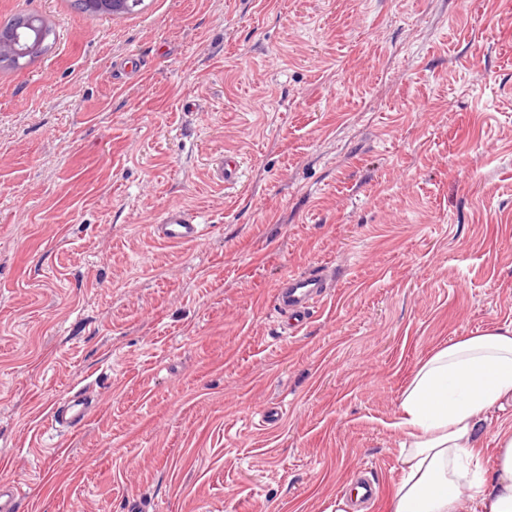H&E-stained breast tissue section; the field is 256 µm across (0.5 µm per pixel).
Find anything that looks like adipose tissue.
Segmentation results:
<instances>
[{
    "mask_svg": "<svg viewBox=\"0 0 512 512\" xmlns=\"http://www.w3.org/2000/svg\"><path fill=\"white\" fill-rule=\"evenodd\" d=\"M512 402V325L452 340L421 360L396 429L402 476L388 512H512V430L497 432L493 475L477 449L488 412Z\"/></svg>",
    "mask_w": 512,
    "mask_h": 512,
    "instance_id": "adipose-tissue-1",
    "label": "adipose tissue"
}]
</instances>
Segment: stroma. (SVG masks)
Returning a JSON list of instances; mask_svg holds the SVG:
<instances>
[{"label": "stroma", "mask_w": 512, "mask_h": 512, "mask_svg": "<svg viewBox=\"0 0 512 512\" xmlns=\"http://www.w3.org/2000/svg\"><path fill=\"white\" fill-rule=\"evenodd\" d=\"M18 12L51 33L0 64V483L29 512H344L360 474L386 512L417 364L512 324V0ZM175 203L199 241L153 235ZM316 267L285 335L276 285ZM328 288L330 282L324 270L289 274L275 291L277 313L288 314V321H294L293 331H298L309 322L314 309L327 295ZM95 407V397L87 391L78 390L51 410L47 426L57 434H69L89 421Z\"/></svg>", "instance_id": "obj_1"}]
</instances>
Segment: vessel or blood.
Returning a JSON list of instances; mask_svg holds the SVG:
<instances>
[{
	"mask_svg": "<svg viewBox=\"0 0 512 512\" xmlns=\"http://www.w3.org/2000/svg\"><path fill=\"white\" fill-rule=\"evenodd\" d=\"M205 230L199 215L178 204L169 206L153 227L157 238L170 243L196 242L204 236ZM329 286V278L321 269L288 275L275 291L274 305L278 313L288 315L294 329H302L325 298ZM95 407L96 399L91 393L76 391L51 410L47 426L59 434L74 432L89 421Z\"/></svg>",
	"mask_w": 512,
	"mask_h": 512,
	"instance_id": "obj_1",
	"label": "vessel or blood"
}]
</instances>
